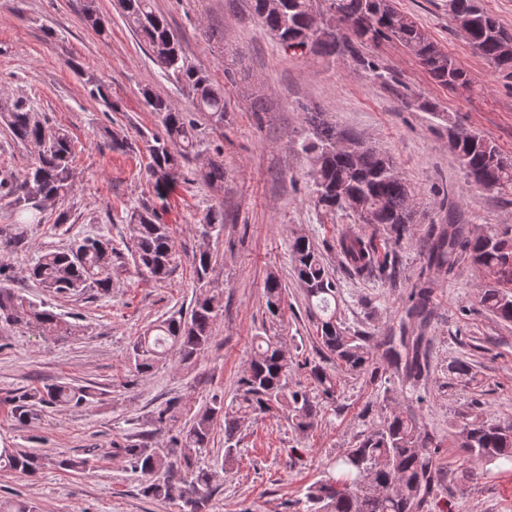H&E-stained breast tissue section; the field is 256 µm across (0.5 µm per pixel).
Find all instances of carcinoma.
Returning a JSON list of instances; mask_svg holds the SVG:
<instances>
[{
  "instance_id": "1",
  "label": "carcinoma",
  "mask_w": 512,
  "mask_h": 512,
  "mask_svg": "<svg viewBox=\"0 0 512 512\" xmlns=\"http://www.w3.org/2000/svg\"><path fill=\"white\" fill-rule=\"evenodd\" d=\"M123 17L149 51L164 74L174 80L191 98L195 110L222 125L230 112L224 93L215 89L209 76L187 63L181 40L165 17L157 13L153 0H119ZM453 18L470 23L469 43L490 60L507 79L512 78V33L477 0H448ZM254 13L261 25L287 53L297 56L321 55L350 57L360 68L381 77L383 67L360 53V48L384 40H396L417 59L421 68L439 86L471 88L462 68L412 17L398 11L394 0H254ZM151 111L161 117L162 132L152 136L148 146V172L154 179L158 198L180 183L190 181L184 162L200 146L195 120L172 100L144 91ZM312 136L302 150L313 161L312 195L317 209L336 212L347 208L346 199L362 204L355 211L358 223L381 229L399 240L409 233L414 213L409 196L414 190L398 172L393 159L365 144L355 133L340 130L321 119V113L308 106ZM0 127L13 140L35 149V161L17 175L0 170V199L13 200L14 225L36 223L37 213L47 204L59 203L76 186L71 139L62 128H55L35 112L23 97L0 100ZM358 146L354 153L332 150L339 140ZM448 142L459 159L466 177L477 185L500 191L512 190V159L483 136L448 127ZM201 180L214 187L224 186V163L212 160L200 171ZM132 226L134 263L156 280L169 272L172 237L156 208L135 204L126 212ZM224 231V210L213 208L204 217L201 237L218 236ZM337 246L351 270L370 277L383 270L378 262L374 239L349 231ZM294 270L307 299L309 313L317 318V332L325 358L346 371L368 372L375 379L381 372L379 361L403 366L408 379L418 382L429 375L425 337L390 336L381 355L349 336L336 316V282L308 237L298 235L290 243ZM485 269L494 283L486 286L482 304L488 312L512 321V295L501 286L512 285V228L492 230L469 238L453 225L432 242L431 262L453 274L461 258ZM118 255L112 239L98 235L73 241L63 249L40 252L29 269V278L57 295H73L88 288L103 297L112 294V269ZM198 281L206 279L211 255L201 250L194 255ZM11 280L10 270L0 266V325L34 328L44 335L68 338L77 329L58 314L41 308L14 288L1 285ZM266 308L277 316L285 297L280 281L271 276L265 282ZM430 292L423 285L411 288L406 313L421 320L427 316ZM220 296L202 292L189 315H172L144 330L132 346L134 372L150 373L168 354L185 363L197 360L213 340L212 328L223 313ZM293 361L276 342L259 337L249 366L238 380L230 403L213 399L200 407L172 437L175 447L188 448L195 457H183V465L165 454L147 449L144 442H129L119 448L133 471L140 473L143 496L168 500L178 497L182 512H203L212 496L215 472L205 465L203 454L210 445L217 422H224V460L237 454L241 418L249 413H282L291 426L305 433L313 428L320 406L307 391L287 389ZM310 376L321 395L335 396L336 375L321 364L310 366ZM86 386L56 382L34 388L13 399L15 417L22 423L34 419L33 406H81L94 399ZM172 399L157 408L151 417L155 430H172ZM468 457L491 463L512 462V421L490 417L463 423L454 439ZM433 437L421 432L411 414L393 411L384 424L361 436L354 447L336 458L325 476L306 493L308 512H419L426 498L439 483ZM46 458L23 450L6 448L0 452V467L25 474L45 467ZM0 512H38V507L21 499H0Z\"/></svg>"
}]
</instances>
